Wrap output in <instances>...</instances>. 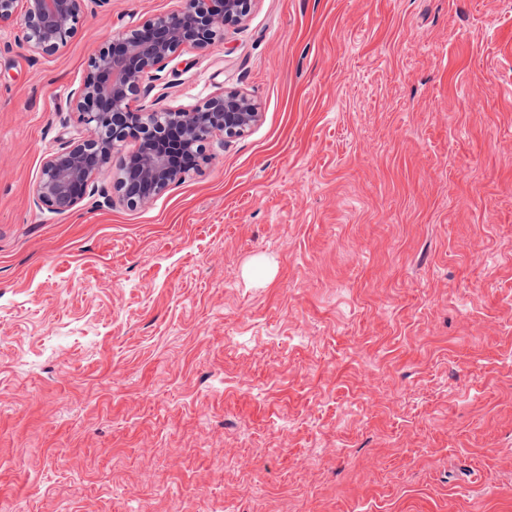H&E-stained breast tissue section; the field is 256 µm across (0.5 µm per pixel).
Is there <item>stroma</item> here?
Segmentation results:
<instances>
[{
	"label": "stroma",
	"instance_id": "obj_1",
	"mask_svg": "<svg viewBox=\"0 0 512 512\" xmlns=\"http://www.w3.org/2000/svg\"><path fill=\"white\" fill-rule=\"evenodd\" d=\"M179 5L0 29V506L512 512V0H253L160 82L256 126L36 204L89 58Z\"/></svg>",
	"mask_w": 512,
	"mask_h": 512
}]
</instances>
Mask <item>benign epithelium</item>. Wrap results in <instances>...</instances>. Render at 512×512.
<instances>
[{"mask_svg": "<svg viewBox=\"0 0 512 512\" xmlns=\"http://www.w3.org/2000/svg\"><path fill=\"white\" fill-rule=\"evenodd\" d=\"M107 0H0V26L20 22L23 43L34 54L63 50L83 22L89 4ZM252 0H182L181 7L110 37L89 59L82 83L69 97L82 130L46 159L36 200L55 212L77 206L100 176H108L117 200L146 205L180 184L208 160L205 143L240 137L261 114L239 90L214 93L192 108L134 105L151 87L146 79L190 47L206 49L242 24ZM137 129L136 162L112 163L128 128Z\"/></svg>", "mask_w": 512, "mask_h": 512, "instance_id": "1", "label": "benign epithelium"}]
</instances>
